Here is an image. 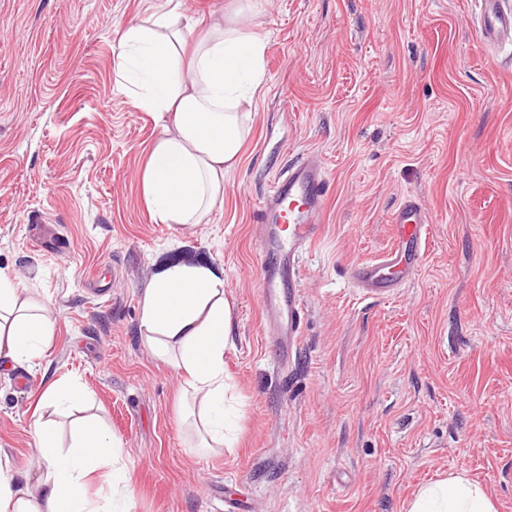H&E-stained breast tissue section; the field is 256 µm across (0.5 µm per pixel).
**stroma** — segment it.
<instances>
[{
    "instance_id": "stroma-1",
    "label": "stroma",
    "mask_w": 512,
    "mask_h": 512,
    "mask_svg": "<svg viewBox=\"0 0 512 512\" xmlns=\"http://www.w3.org/2000/svg\"><path fill=\"white\" fill-rule=\"evenodd\" d=\"M163 0H0V269L46 300L54 331L0 366V456L36 481L32 424L77 381L122 444L126 512H407L452 474L512 512V69L472 0H251L265 39L252 133L203 224H162L142 172L162 124L122 92L115 51ZM318 154L330 195L301 257L303 336L262 339L253 213L276 175ZM428 212L419 276L354 288L406 195ZM173 265L224 281L233 451L179 425L181 380L144 345V288ZM80 387L66 379H59L51 383L43 395V401L56 407H70L83 400Z\"/></svg>"
}]
</instances>
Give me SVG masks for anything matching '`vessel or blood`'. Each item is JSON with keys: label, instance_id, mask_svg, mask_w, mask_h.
<instances>
[{"label": "vessel or blood", "instance_id": "1", "mask_svg": "<svg viewBox=\"0 0 512 512\" xmlns=\"http://www.w3.org/2000/svg\"><path fill=\"white\" fill-rule=\"evenodd\" d=\"M476 2L481 39L499 49L512 47V0ZM328 183L318 155H304L277 176L257 205L263 336L282 363L291 357L302 334L300 257L317 235ZM391 222L395 227L392 246L378 259L358 262L352 270L356 287L369 294H395L423 266L430 219L420 201L404 197Z\"/></svg>", "mask_w": 512, "mask_h": 512}]
</instances>
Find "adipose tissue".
I'll return each instance as SVG.
<instances>
[{"mask_svg":"<svg viewBox=\"0 0 512 512\" xmlns=\"http://www.w3.org/2000/svg\"><path fill=\"white\" fill-rule=\"evenodd\" d=\"M182 0L129 25L117 57L122 87L136 106L163 123L142 174L143 194L164 224H199L224 202V174L237 166L248 138L254 96L265 76L263 37L246 23L249 0H229L221 17L196 39L180 25ZM140 333L182 378L202 429V449L233 448L234 411L226 394L224 355L234 344L235 321L224 282L204 266L168 268L140 301ZM53 334L43 302L23 295L0 271V359L30 362ZM42 462L37 483L18 479L0 461V512H115L131 493L119 441L98 420L73 421L68 444L52 422L33 423ZM104 473L108 496H87ZM408 512H495L484 490L463 475L422 487Z\"/></svg>","mask_w":512,"mask_h":512,"instance_id":"adipose-tissue-1","label":"adipose tissue"}]
</instances>
